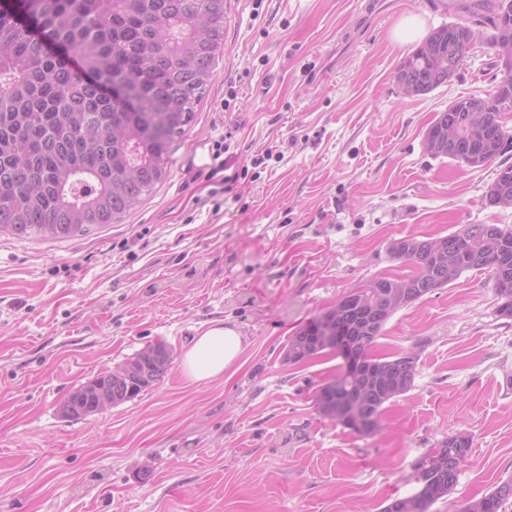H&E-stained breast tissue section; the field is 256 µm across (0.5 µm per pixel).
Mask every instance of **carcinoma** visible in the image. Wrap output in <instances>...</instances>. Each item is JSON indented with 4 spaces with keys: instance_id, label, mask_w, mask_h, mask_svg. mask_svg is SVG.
Returning a JSON list of instances; mask_svg holds the SVG:
<instances>
[{
    "instance_id": "obj_1",
    "label": "carcinoma",
    "mask_w": 512,
    "mask_h": 512,
    "mask_svg": "<svg viewBox=\"0 0 512 512\" xmlns=\"http://www.w3.org/2000/svg\"><path fill=\"white\" fill-rule=\"evenodd\" d=\"M487 23L512 39V0H498ZM439 27L436 55L417 48L397 70L398 85L413 83L426 94L443 84L437 61L457 70L478 38L469 25ZM224 49V0H0V234L21 239H67L95 226L113 224L136 209L168 175L171 143L185 134L210 85ZM470 98L440 113L426 135L435 139L459 123L462 143L473 134L461 114ZM485 162L512 150V130L499 124L479 141ZM411 239L396 242L394 258L418 271L407 276L415 288L413 304L462 273L486 271L501 303L498 314L512 318V288L500 287L497 274L512 280V228L496 226L482 254L450 248L435 260L425 251L406 254ZM375 281L350 290L341 326L360 364L367 403L349 405L356 379L340 371L316 392L322 413L341 407V424L361 435L374 428L358 421L381 420L392 379L414 385L418 355L373 354L376 341L399 310L381 304ZM308 325L288 338L294 362L329 348ZM172 354L163 342L150 344L121 368L98 375L71 392L64 416L85 418L104 402L114 406L154 386L168 373ZM473 439L459 433L440 440L413 465L417 491L386 505L410 504L409 512H429L458 481V469ZM512 478L484 495V512H507Z\"/></svg>"
}]
</instances>
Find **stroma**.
Masks as SVG:
<instances>
[{
    "label": "stroma",
    "mask_w": 512,
    "mask_h": 512,
    "mask_svg": "<svg viewBox=\"0 0 512 512\" xmlns=\"http://www.w3.org/2000/svg\"><path fill=\"white\" fill-rule=\"evenodd\" d=\"M477 0H226L224 55L168 178L121 221L63 240L0 236V512H382L415 493L413 464L449 435L473 438L456 512L512 476V319L484 271L395 312L375 348L418 354L411 390L362 436L323 415L334 351L292 364L289 336L350 289L411 274L392 244L467 224L512 227L485 204L497 162L430 155L437 113L491 96L479 42L463 67L410 97L395 73L417 48L392 38L471 21ZM225 136L232 187L212 176ZM282 161L254 166L265 150ZM244 339L223 377L177 364L200 329ZM164 342L176 361L133 400L79 420V386Z\"/></svg>",
    "instance_id": "stroma-1"
}]
</instances>
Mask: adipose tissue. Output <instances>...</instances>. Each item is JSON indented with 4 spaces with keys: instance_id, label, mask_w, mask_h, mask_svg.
<instances>
[{
    "instance_id": "ef3b65f1",
    "label": "adipose tissue",
    "mask_w": 512,
    "mask_h": 512,
    "mask_svg": "<svg viewBox=\"0 0 512 512\" xmlns=\"http://www.w3.org/2000/svg\"><path fill=\"white\" fill-rule=\"evenodd\" d=\"M244 351L241 334L233 327L214 324L195 336L181 358L183 374L191 381L203 382L223 376Z\"/></svg>"
}]
</instances>
